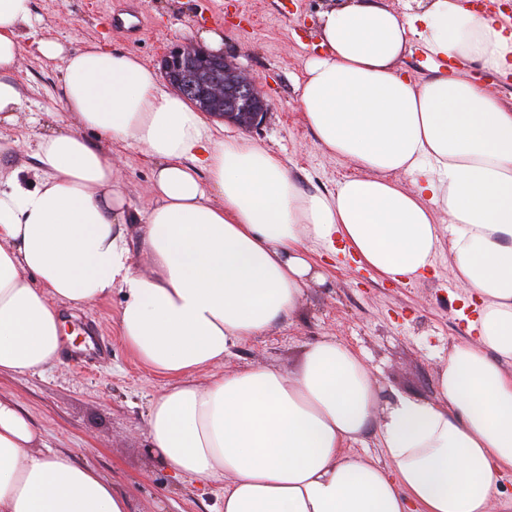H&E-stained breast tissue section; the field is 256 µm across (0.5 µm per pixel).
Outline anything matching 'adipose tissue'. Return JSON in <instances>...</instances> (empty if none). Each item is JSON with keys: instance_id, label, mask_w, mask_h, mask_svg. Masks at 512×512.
<instances>
[{"instance_id": "adipose-tissue-1", "label": "adipose tissue", "mask_w": 512, "mask_h": 512, "mask_svg": "<svg viewBox=\"0 0 512 512\" xmlns=\"http://www.w3.org/2000/svg\"><path fill=\"white\" fill-rule=\"evenodd\" d=\"M32 14V0H0V126L26 107L13 74ZM320 34L300 108L317 146L361 171L330 191L301 187L246 138H217L137 55L39 37L44 58L64 61L76 124L35 135L36 166L0 160V377L57 359L60 305L117 288L125 344L171 379L149 405L150 446L176 476L223 483L222 512H489L512 471V105L466 71L512 73V18L463 0L405 15L344 0ZM413 45L426 79L398 65ZM117 140L157 163L149 276L127 245L135 216ZM338 240L359 268L398 283L425 278L447 251L476 340L449 345L434 397L387 399L364 354L333 336L308 344L294 372L260 365L198 385L195 372L295 311L317 275L310 253ZM368 434L383 459L348 453ZM0 512H130V499L0 397Z\"/></svg>"}]
</instances>
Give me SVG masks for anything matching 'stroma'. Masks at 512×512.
<instances>
[{
	"mask_svg": "<svg viewBox=\"0 0 512 512\" xmlns=\"http://www.w3.org/2000/svg\"><path fill=\"white\" fill-rule=\"evenodd\" d=\"M331 0H33L39 31L61 41L97 40L157 65L168 45L192 41L207 28L224 35V51L259 76L271 110L259 129L244 133L227 125L229 136L246 135L273 149L305 187L332 190L337 181L357 176L353 162L328 155L315 144L299 106L296 82L318 43V15ZM132 7L140 14L136 35L113 33L108 14ZM21 66L14 78L28 107L15 125L0 130L17 162L32 164L26 143L37 124H71L60 94L62 60L38 52L32 37L21 44ZM112 162L133 211L152 203V162L135 144L112 146ZM318 279L308 281L299 310L282 324L236 344L223 365L200 370L199 385L212 375L257 364L294 370L305 346L324 336L363 351L388 395L429 398L451 342L469 340L460 316L464 289L448 271V255L436 258V272L402 285L373 279L344 254L317 257ZM124 303L120 290L81 309L62 307L69 340L40 374L0 379V396L18 402L40 429L46 444L73 452L78 463L95 467L130 495L131 512H219L224 487L201 492L179 482L161 465L148 441L150 401L167 388V378L142 365L119 332Z\"/></svg>",
	"mask_w": 512,
	"mask_h": 512,
	"instance_id": "35a3bbf8",
	"label": "stroma"
}]
</instances>
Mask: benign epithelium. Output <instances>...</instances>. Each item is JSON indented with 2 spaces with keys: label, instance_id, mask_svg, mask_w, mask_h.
Here are the masks:
<instances>
[{
  "label": "benign epithelium",
  "instance_id": "obj_1",
  "mask_svg": "<svg viewBox=\"0 0 512 512\" xmlns=\"http://www.w3.org/2000/svg\"><path fill=\"white\" fill-rule=\"evenodd\" d=\"M185 63H193L202 68L214 63L224 64V69L236 77V83L231 90L218 85L209 88V92L214 96L224 97V111L217 113V116L247 131L262 124L270 104L256 76L240 68L224 55L209 53L191 43L175 44L163 54L162 68L166 74Z\"/></svg>",
  "mask_w": 512,
  "mask_h": 512
}]
</instances>
